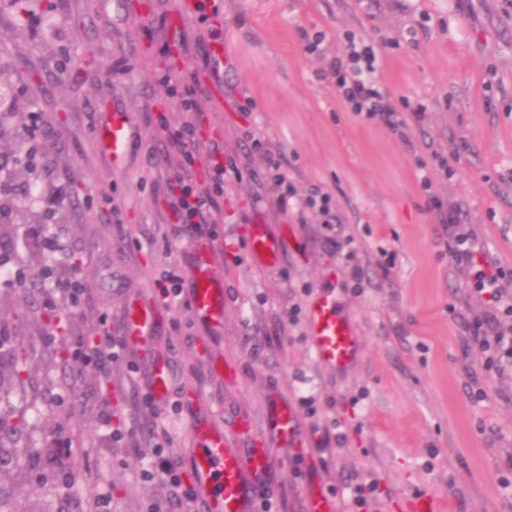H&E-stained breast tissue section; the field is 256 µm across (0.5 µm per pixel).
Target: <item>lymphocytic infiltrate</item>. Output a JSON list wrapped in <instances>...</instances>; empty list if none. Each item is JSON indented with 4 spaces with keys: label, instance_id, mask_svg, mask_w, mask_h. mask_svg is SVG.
<instances>
[{
    "label": "lymphocytic infiltrate",
    "instance_id": "lymphocytic-infiltrate-1",
    "mask_svg": "<svg viewBox=\"0 0 512 512\" xmlns=\"http://www.w3.org/2000/svg\"><path fill=\"white\" fill-rule=\"evenodd\" d=\"M377 69L372 48L356 40H348L342 56L333 58L326 71L342 93V99L355 115L381 121L396 132L407 128L402 112L392 104L389 95L380 90L371 76ZM156 128L171 148L173 160L169 166L165 202L175 223L184 231L198 236L208 235L215 216L224 204V176L234 170L233 161L225 160L219 143L202 147L198 126L193 122L174 123L169 113L160 111L153 118ZM447 222L453 229L450 253L457 263L466 265L475 293L484 296L489 306L473 329L474 336L488 367L504 372L512 367V269L489 263L476 236L461 228V214L452 210ZM67 245L58 224H41L18 232L11 260L0 262V271L10 278L25 276L30 257H38L45 271L43 291L48 308L65 306L79 310L87 298V286L80 270L66 260ZM71 358L82 368L110 373L113 364L125 363L129 374H138V363L128 361L122 336L113 334L109 318L98 322L94 340L76 337L71 346ZM144 404L153 409L156 402L144 395ZM171 405L169 414L152 416L155 440L150 460L137 477L145 483L162 484L166 497L151 502L148 512H196V495L186 478L181 459L172 447L171 416L178 413Z\"/></svg>",
    "mask_w": 512,
    "mask_h": 512
}]
</instances>
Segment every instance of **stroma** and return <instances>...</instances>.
Returning a JSON list of instances; mask_svg holds the SVG:
<instances>
[{"label":"stroma","instance_id":"stroma-1","mask_svg":"<svg viewBox=\"0 0 512 512\" xmlns=\"http://www.w3.org/2000/svg\"><path fill=\"white\" fill-rule=\"evenodd\" d=\"M224 32L219 77L205 66L207 25L175 17L176 0H26L0 9V73L11 94L35 101L46 181L65 199L68 245L89 288L63 333L44 339V296L32 277L0 285L5 319L30 369L14 413L30 417L23 446L72 443L77 480L40 485L22 474L28 512H89L88 494L110 482V512H146L161 485L141 482L149 417L142 384L114 366V419L128 442L98 445L93 408L100 378L74 382L64 403L56 349L89 334L101 316L120 319L131 292H153L163 264L189 267L196 236L173 224L163 201L166 140L155 112L172 102L157 74L197 75L203 142L218 141L236 172L224 177V210L210 245L224 282V325L212 327L190 303L167 312L159 340L181 402L173 446L185 454L193 416L221 409L224 425L248 421L247 441L269 433L270 399L296 406L303 452L277 451V477L256 512H305L318 490L344 495L354 479L371 485L360 512H415L414 497L438 494L446 512H512V376L487 371L469 323L487 302L448 251L440 212L460 208L465 228L498 265L512 268V0H217ZM323 32L325 58L306 51ZM373 47L381 87L397 108L422 107L405 134L357 116L324 78L347 34ZM135 130L119 167L99 150L96 126L112 110ZM281 149V169L298 196L332 198L336 216L281 213L255 140ZM447 157L452 174L436 162ZM432 173L423 191L419 163ZM438 199L441 209L430 206ZM288 225L292 238L276 268L251 256L245 229ZM393 264L383 276L382 263ZM360 279H353V270ZM336 271V292L363 351L342 374L324 370L307 345L308 300ZM296 318H289V310ZM482 387L481 401L470 398ZM197 387L187 403L182 390ZM314 397L313 408L302 397Z\"/></svg>","mask_w":512,"mask_h":512}]
</instances>
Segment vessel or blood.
I'll use <instances>...</instances> for the list:
<instances>
[{"label": "vessel or blood", "mask_w": 512, "mask_h": 512, "mask_svg": "<svg viewBox=\"0 0 512 512\" xmlns=\"http://www.w3.org/2000/svg\"><path fill=\"white\" fill-rule=\"evenodd\" d=\"M133 137L125 113L115 112L99 127L97 143L117 163L124 159ZM248 240L254 257L268 266L277 263L284 240L273 235L268 225H252ZM188 284L195 312L211 324H220L224 291L210 268L208 247H200L189 268ZM307 318L308 342L316 361L333 372L349 370L361 354V338L335 293L317 295L307 308ZM164 325L163 312L154 299L143 293L126 297L123 338L128 349L140 353L146 388L159 402L166 401L175 385L169 358L156 348ZM189 441L185 463L200 512H252L255 485L272 468L276 449L300 446L301 434L295 410L286 406L274 419L270 441L248 455L239 453L235 435L212 416L193 423Z\"/></svg>", "instance_id": "vessel-or-blood-1"}]
</instances>
